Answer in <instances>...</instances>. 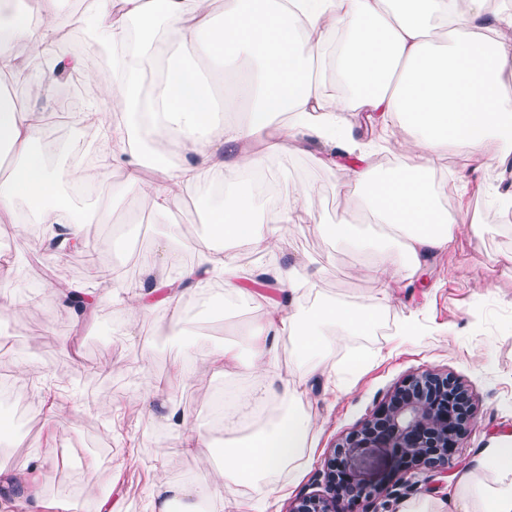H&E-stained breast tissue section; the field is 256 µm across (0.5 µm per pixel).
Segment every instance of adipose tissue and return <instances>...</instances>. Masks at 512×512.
<instances>
[{"label": "adipose tissue", "instance_id": "obj_1", "mask_svg": "<svg viewBox=\"0 0 512 512\" xmlns=\"http://www.w3.org/2000/svg\"><path fill=\"white\" fill-rule=\"evenodd\" d=\"M62 2L32 0L29 12L20 13L12 0H0V85L25 72V47L44 60L37 79L41 98H53L63 70L80 68V61L53 51ZM86 24L95 45L112 56L106 70L88 73L99 94L73 123L97 121L109 103L132 118L114 124L103 139L102 165L57 168L40 146L52 113L0 99V152L11 161L0 172V216L44 225L62 255L86 243L85 225L104 220L96 208H74L66 186L100 182L120 165L125 183L113 187V198H120L125 186L141 187L152 210L163 216L180 191L215 183L224 189V200L213 211L223 248L202 251L190 265L179 264L176 251L168 250V263L178 268L172 280L156 278L157 251L141 253L146 278L123 283L134 296L130 316L144 313L158 292L171 304L185 289L207 290L217 281L236 304L253 306L255 294L240 283L258 273L288 294L287 308L271 310L250 324L239 342L206 358L213 368H241L255 376L252 386L225 405V421L255 406L266 408L268 421L225 448L218 481L159 485L154 512H170L174 505L179 512H198L199 503L214 498L221 487L259 484L273 473L295 469L310 446L313 426L298 395L336 365L331 327L364 334L386 305L385 286L416 273L433 253L451 249L462 231L480 235V225L466 213L441 204L429 175L451 152L512 166V13L490 11L488 0H466L462 8L455 0H224V17L217 21L208 0H91ZM301 28L307 32L302 41L297 38ZM133 30L138 39L131 49L127 41ZM241 55L260 65L257 81L235 88L238 98L251 103L243 120L210 93L212 84L224 80L225 65ZM161 60L167 63L165 78L146 86V70ZM324 66L344 88L331 107L320 75ZM343 112L401 128L407 161L380 166L378 146L357 140L340 125ZM145 121L156 140L174 148L175 162L157 164L140 136ZM312 139L336 141L346 156L340 187L363 201L381 226L374 238L345 217L318 226L363 256L361 274L381 286L373 304H329L304 312L306 297L327 268L316 261L284 263L276 251L283 225L314 222L303 203L308 189L266 209L259 208L256 196L239 190L244 175L264 170L280 154L302 150ZM152 165L158 177L142 182V169ZM285 338L299 360L292 377L278 365ZM193 376L182 364L155 388L165 398L171 435L188 454L203 452L207 442L189 429L187 416L168 396ZM46 480L39 458L16 469L0 468V485L21 489L29 512H75L72 502L46 495ZM452 481L454 497L407 499L398 512H512V434L495 438L456 470Z\"/></svg>", "mask_w": 512, "mask_h": 512}]
</instances>
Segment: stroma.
Returning <instances> with one entry per match:
<instances>
[{
  "mask_svg": "<svg viewBox=\"0 0 512 512\" xmlns=\"http://www.w3.org/2000/svg\"><path fill=\"white\" fill-rule=\"evenodd\" d=\"M340 119L353 126L357 137L382 143L381 163L402 159L404 134L399 128L365 124L352 112ZM310 149V154L291 151L271 162L280 196L310 186L304 203L316 222L332 224L345 213L362 231L375 233L377 227L369 223L361 202L344 200L338 188L335 144L315 140ZM314 153L325 157V164H313ZM441 167L455 183L449 193L453 207L474 216L483 234L458 235L453 248L432 255L407 287L390 289L389 302L370 331L345 337L341 357L360 352L364 358L347 391L337 390L340 375L334 372L305 392L303 401L314 417V429L313 446L301 466L278 474L271 485L235 489L239 498L261 512H288L295 498L321 490L324 460L331 449L359 428L395 387L423 370L453 375L474 398L470 433L455 452L454 466L489 447L494 436L512 432V214H491L483 192L490 182L500 190H512V172H495L454 153ZM123 179V169L117 166L102 181L98 202L110 208L111 221L96 228L92 242L65 258L45 250L20 225L0 223V235L14 243L4 258L8 273L0 280V295L14 301L24 291L38 296L22 319L0 314V338L10 340L6 356L14 384L29 400L30 425L19 439L0 438V465L18 467L35 457L45 459L48 496L73 498L80 512H97L107 494L116 512H151L157 484L179 486L219 472L231 433L214 427L212 395L235 392L249 379L242 370H216L200 358L236 339L247 323L263 316L262 310L239 307L230 299L202 310L197 297L188 294L177 307L159 306L138 318L128 317L130 299L124 289L114 287L111 264L131 259L135 248L156 247L178 230L192 237L186 252L195 257L202 247L216 246L217 240L210 209L200 204L201 191L182 193L170 213L159 218L139 188L127 189L120 200H113L112 188ZM279 254L288 263L316 260L327 268L319 295L307 299L305 309L322 301L367 305L378 291L356 272L361 256L320 235L314 224L285 225ZM64 273L94 295L88 313L58 305L55 289ZM175 312L183 319L178 329L170 324ZM410 317L417 318L419 333L407 339L400 330ZM34 349L41 356L40 366L20 372ZM184 360L197 361V376L171 398L211 446L196 456L170 445V430L158 411L160 399L145 382L149 376L167 378ZM91 371L111 385L108 399H88L85 377ZM50 404L59 418L52 427L45 412ZM375 456L376 465L365 477L383 482L386 490L375 502L361 503L359 512H398L405 499L454 493L449 474L423 473L398 481L392 476L389 449H376ZM90 457L97 463L91 474L85 470Z\"/></svg>",
  "mask_w": 512,
  "mask_h": 512,
  "instance_id": "stroma-1",
  "label": "stroma"
}]
</instances>
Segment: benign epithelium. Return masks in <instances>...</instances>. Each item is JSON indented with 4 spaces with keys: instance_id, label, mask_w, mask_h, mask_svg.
I'll use <instances>...</instances> for the list:
<instances>
[{
    "instance_id": "1",
    "label": "benign epithelium",
    "mask_w": 512,
    "mask_h": 512,
    "mask_svg": "<svg viewBox=\"0 0 512 512\" xmlns=\"http://www.w3.org/2000/svg\"><path fill=\"white\" fill-rule=\"evenodd\" d=\"M473 409L471 393L454 377L433 371L410 376L330 452L324 490L299 496L289 512H354L355 504L380 497L385 488L361 478L369 448L390 449L400 474L447 471Z\"/></svg>"
}]
</instances>
